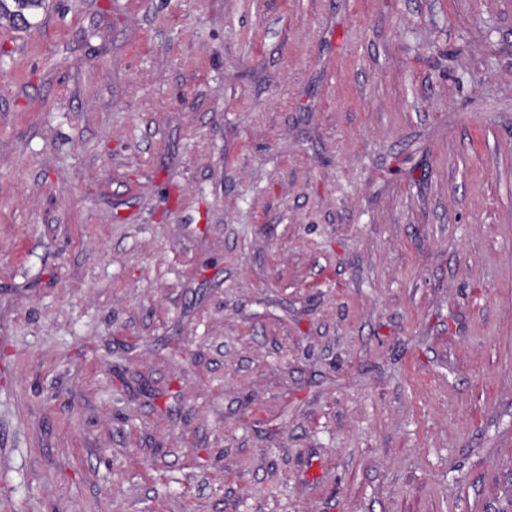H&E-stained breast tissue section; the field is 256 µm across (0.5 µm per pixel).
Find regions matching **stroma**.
Wrapping results in <instances>:
<instances>
[{
  "label": "stroma",
  "mask_w": 512,
  "mask_h": 512,
  "mask_svg": "<svg viewBox=\"0 0 512 512\" xmlns=\"http://www.w3.org/2000/svg\"><path fill=\"white\" fill-rule=\"evenodd\" d=\"M0 512H512V0L0 20Z\"/></svg>",
  "instance_id": "35a3bbf8"
}]
</instances>
